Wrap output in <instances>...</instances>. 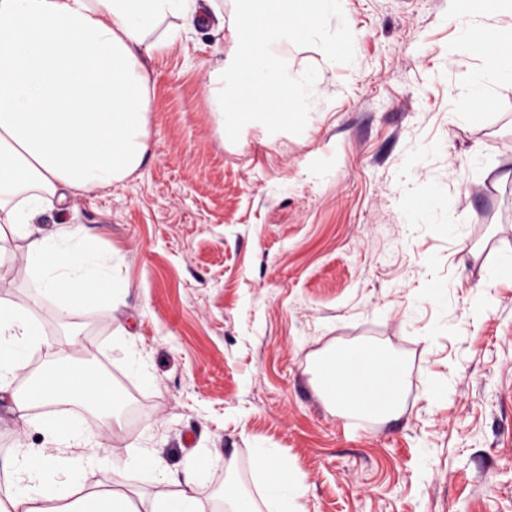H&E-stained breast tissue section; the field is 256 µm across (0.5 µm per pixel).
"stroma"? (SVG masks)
Instances as JSON below:
<instances>
[{
	"label": "stroma",
	"mask_w": 512,
	"mask_h": 512,
	"mask_svg": "<svg viewBox=\"0 0 512 512\" xmlns=\"http://www.w3.org/2000/svg\"><path fill=\"white\" fill-rule=\"evenodd\" d=\"M348 10L357 69H336L315 46L289 52L290 67L323 76L324 110L301 134L217 137L210 72L238 48L225 0L221 17L147 63V161L37 217L48 232L84 225L128 287L106 316L63 324L39 311L49 338L78 331L74 359L128 406L108 428L84 413L108 462L87 469L86 484L144 445L170 470L203 461L196 495L213 503L224 457L236 456L251 490L253 452L272 448L301 483L300 512H512V278L498 272L512 255V89L449 110L434 71L463 21L448 0H348ZM411 141L432 152L428 165L406 167ZM323 163L333 175L319 181ZM433 191L465 240L407 223L403 201ZM0 246L15 255L0 266V299L27 303L26 243L7 233ZM429 281L454 289L440 333L443 313L421 291ZM123 328L146 375L112 347ZM334 345H370L403 365L397 419L355 430L321 399L312 365ZM38 436L0 398V456Z\"/></svg>",
	"instance_id": "1"
}]
</instances>
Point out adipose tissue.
<instances>
[{
  "mask_svg": "<svg viewBox=\"0 0 512 512\" xmlns=\"http://www.w3.org/2000/svg\"><path fill=\"white\" fill-rule=\"evenodd\" d=\"M464 20L449 45L455 59L485 56L468 70L456 95L487 101L512 83V20L499 16V0H453ZM218 0H0V223L26 240L31 302L0 301V394L19 411L54 403L57 411L34 421L41 446H19L0 468L11 491L0 512H298L301 488L287 460L273 449L254 452L257 491L230 477L212 506L192 496L207 470L188 461L168 471L145 449L112 463V471H158L149 498L136 501L108 484L82 483L98 459L96 434L68 411L70 403L103 410L121 420L127 406L111 383L74 364L65 343H51L37 310L53 307L60 320L77 314H111L125 291L114 255L99 251L82 225L63 223L51 232L35 224L47 196L91 193L135 172L150 150L151 77L145 59L160 55L204 18ZM50 361L30 371L33 357ZM23 387H15L17 378ZM323 400L352 420L396 418L405 375L399 364L378 361L366 347H332L315 365Z\"/></svg>",
  "mask_w": 512,
  "mask_h": 512,
  "instance_id": "adipose-tissue-1",
  "label": "adipose tissue"
}]
</instances>
